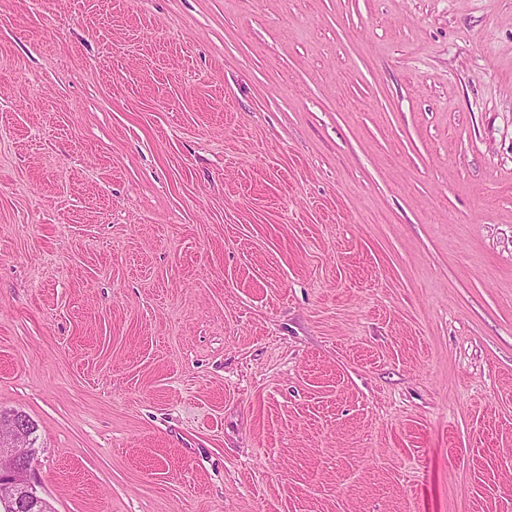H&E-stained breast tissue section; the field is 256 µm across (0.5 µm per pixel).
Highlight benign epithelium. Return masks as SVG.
<instances>
[{
	"label": "benign epithelium",
	"mask_w": 512,
	"mask_h": 512,
	"mask_svg": "<svg viewBox=\"0 0 512 512\" xmlns=\"http://www.w3.org/2000/svg\"><path fill=\"white\" fill-rule=\"evenodd\" d=\"M32 432L27 415H0V512H46V502L35 487Z\"/></svg>",
	"instance_id": "obj_1"
}]
</instances>
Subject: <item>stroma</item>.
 Instances as JSON below:
<instances>
[{
    "label": "stroma",
    "instance_id": "35a3bbf8",
    "mask_svg": "<svg viewBox=\"0 0 512 512\" xmlns=\"http://www.w3.org/2000/svg\"><path fill=\"white\" fill-rule=\"evenodd\" d=\"M0 410L52 512H512V0H0Z\"/></svg>",
    "mask_w": 512,
    "mask_h": 512
}]
</instances>
